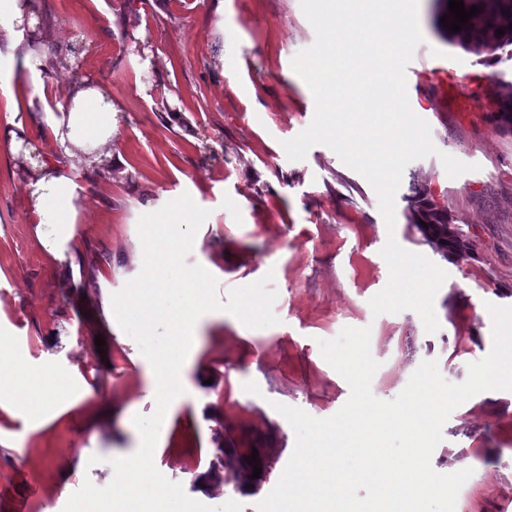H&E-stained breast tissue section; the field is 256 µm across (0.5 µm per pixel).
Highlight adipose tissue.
I'll use <instances>...</instances> for the list:
<instances>
[{
	"mask_svg": "<svg viewBox=\"0 0 512 512\" xmlns=\"http://www.w3.org/2000/svg\"><path fill=\"white\" fill-rule=\"evenodd\" d=\"M117 109L107 88L87 80L74 82L65 94L61 115L50 125L51 150L65 156L72 168L111 163ZM32 223L48 246L73 236L78 221V186L44 164L26 185Z\"/></svg>",
	"mask_w": 512,
	"mask_h": 512,
	"instance_id": "ef3b65f1",
	"label": "adipose tissue"
}]
</instances>
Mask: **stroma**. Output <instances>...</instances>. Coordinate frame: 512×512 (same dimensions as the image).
I'll return each mask as SVG.
<instances>
[{"label":"stroma","instance_id":"obj_1","mask_svg":"<svg viewBox=\"0 0 512 512\" xmlns=\"http://www.w3.org/2000/svg\"><path fill=\"white\" fill-rule=\"evenodd\" d=\"M50 27L41 47L81 67L31 72L0 31V133L31 96L58 111L71 82L107 86L119 111L104 174L62 166L79 187V220L69 259L58 262L29 224L24 177L33 163L0 141V363L54 373L65 399L38 409L0 389V512H63L84 481L107 486L111 461L141 443L135 415L155 410L156 381L137 343L104 313L111 297L142 269L143 214L190 194L210 215L186 256L229 288L273 274L279 322L249 328L215 311L203 315L154 450V464L187 495L243 512L280 479L295 433L276 404L318 419L347 402L350 386L323 358L320 341L343 328H370L379 368L371 390L392 400L425 360L459 384L469 364L492 348L488 304L512 306V133L493 120L490 99L512 82V51L488 65L444 41L431 0H419L423 46L444 79L412 77L414 113L431 124L437 152L408 165L387 228L372 185L323 144L290 160L283 141L312 121L313 95L292 67L295 48L316 32L300 0H32ZM450 155L470 170L449 177ZM426 185L473 243L449 260L409 224L412 182ZM426 256L448 277L436 294L440 324L427 332L417 312L374 315L370 299L389 278L381 255L388 237ZM104 349H97L96 337ZM431 457L441 474L472 468L455 512H512V391L489 390L458 406ZM256 456L260 477L237 476ZM44 493L34 498L31 487Z\"/></svg>","mask_w":512,"mask_h":512}]
</instances>
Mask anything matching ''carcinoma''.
<instances>
[{
    "label": "carcinoma",
    "instance_id": "obj_1",
    "mask_svg": "<svg viewBox=\"0 0 512 512\" xmlns=\"http://www.w3.org/2000/svg\"><path fill=\"white\" fill-rule=\"evenodd\" d=\"M465 8L477 6L481 12L470 18L468 24L459 32H450L441 24V18L449 13V9L434 14V26L448 43L457 45L463 50L480 55L484 52L494 54L508 46H512V0H463ZM501 28L505 34L496 36V29ZM494 121L504 131H512V92L496 95ZM413 196L407 220L416 225L425 240L447 258H455L473 250L472 242L460 228L448 209L434 204L429 198L425 187L413 184ZM427 226H422L419 221Z\"/></svg>",
    "mask_w": 512,
    "mask_h": 512
}]
</instances>
